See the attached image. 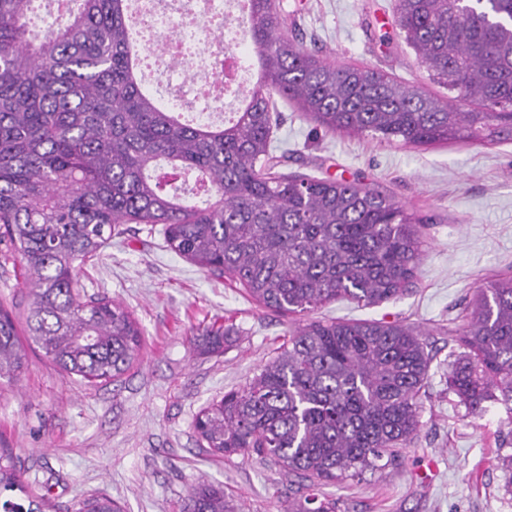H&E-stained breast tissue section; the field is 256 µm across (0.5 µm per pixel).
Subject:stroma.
I'll return each mask as SVG.
<instances>
[{
	"label": "stroma",
	"mask_w": 512,
	"mask_h": 512,
	"mask_svg": "<svg viewBox=\"0 0 512 512\" xmlns=\"http://www.w3.org/2000/svg\"><path fill=\"white\" fill-rule=\"evenodd\" d=\"M304 46L338 65L378 69L437 95L446 90L405 45L394 0H280ZM273 140L280 172L356 182L423 217L424 256L411 292L373 306L336 301L283 315L172 251L160 232L122 224L77 273L78 288L122 303L143 334L138 360L120 379L88 386L63 376L40 351L20 381L0 389V448L12 449L25 482L48 512H76L95 493L123 512H180L191 484L223 486L242 512H286L296 487L278 467L215 459L194 431L201 409L244 387L297 325L308 320H382L419 326L435 358L421 392L422 427L402 457L378 472L322 486L342 512H512L498 467L512 416L488 404L468 415L446 384L454 338L481 287L512 275V141L413 148L332 133L277 99ZM19 262L0 258V307L23 320ZM219 324L224 349L192 338Z\"/></svg>",
	"instance_id": "stroma-1"
}]
</instances>
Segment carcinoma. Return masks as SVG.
<instances>
[{
	"label": "carcinoma",
	"instance_id": "obj_1",
	"mask_svg": "<svg viewBox=\"0 0 512 512\" xmlns=\"http://www.w3.org/2000/svg\"><path fill=\"white\" fill-rule=\"evenodd\" d=\"M32 0H0V243L24 270L28 341L88 385L124 375L142 332L119 302L82 299L77 269L117 224H160L175 253L240 284L276 313L404 293L424 255L420 224L393 197L332 178L275 171L274 96L333 133L426 147L512 141V0H395L404 43L448 88L438 97L370 68L337 66L305 49L275 0H247L254 46L251 95L222 125L182 121L141 86V49L128 0H69L41 35ZM206 196L205 205L188 200ZM415 326L311 321L289 332L241 389L196 417L214 457L278 466L299 486L287 512H338L319 488L380 469L410 447L433 360ZM224 329L194 338L223 348ZM448 390L472 416L487 403L512 414V276L481 290L455 337ZM28 365L13 315L0 310V385ZM19 490L28 506L8 499ZM3 512H43L12 452H0ZM78 512H123L92 495ZM181 512H237L224 487L190 488Z\"/></svg>",
	"mask_w": 512,
	"mask_h": 512
}]
</instances>
